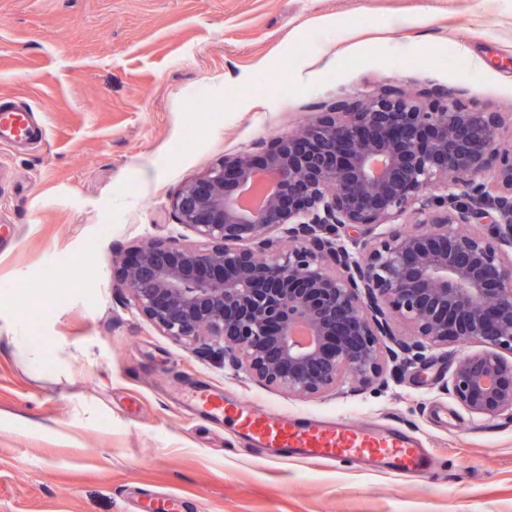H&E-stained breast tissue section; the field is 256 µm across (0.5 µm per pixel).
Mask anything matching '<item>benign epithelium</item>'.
I'll return each mask as SVG.
<instances>
[{
	"label": "benign epithelium",
	"instance_id": "obj_1",
	"mask_svg": "<svg viewBox=\"0 0 512 512\" xmlns=\"http://www.w3.org/2000/svg\"><path fill=\"white\" fill-rule=\"evenodd\" d=\"M503 124L450 92L328 104L184 183L172 207L196 241L142 240L116 259V287L164 335L206 338L224 366L304 399L386 388L407 361L477 345L446 391L473 417L512 419Z\"/></svg>",
	"mask_w": 512,
	"mask_h": 512
}]
</instances>
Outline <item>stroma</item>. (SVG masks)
Returning <instances> with one entry per match:
<instances>
[{
    "label": "stroma",
    "mask_w": 512,
    "mask_h": 512,
    "mask_svg": "<svg viewBox=\"0 0 512 512\" xmlns=\"http://www.w3.org/2000/svg\"><path fill=\"white\" fill-rule=\"evenodd\" d=\"M387 89L512 113V0H0V100L47 126L0 148V291L67 359L59 377L0 349V512H141L171 493L183 512H512V420L445 390L462 347L380 391L301 400L163 335L115 286L114 255L183 234L182 183ZM55 264L54 287L40 276ZM200 389L396 426L439 465L273 459L231 420L187 415L178 401Z\"/></svg>",
    "instance_id": "1"
}]
</instances>
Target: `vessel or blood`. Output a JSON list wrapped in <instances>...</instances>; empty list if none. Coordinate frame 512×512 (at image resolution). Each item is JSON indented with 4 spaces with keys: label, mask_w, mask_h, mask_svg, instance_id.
Here are the masks:
<instances>
[{
    "label": "vessel or blood",
    "mask_w": 512,
    "mask_h": 512,
    "mask_svg": "<svg viewBox=\"0 0 512 512\" xmlns=\"http://www.w3.org/2000/svg\"><path fill=\"white\" fill-rule=\"evenodd\" d=\"M30 105L0 103V145L27 143L35 134ZM194 412L235 419L238 432L251 446L272 448L292 461H363L394 475L428 473L436 460L421 448L412 434L397 429H371L345 420L325 422L288 413L256 409L246 400H225L223 394L202 392L195 398Z\"/></svg>",
    "instance_id": "vessel-or-blood-1"
}]
</instances>
